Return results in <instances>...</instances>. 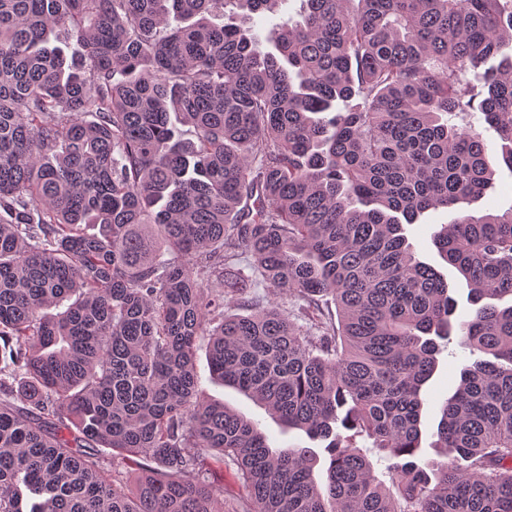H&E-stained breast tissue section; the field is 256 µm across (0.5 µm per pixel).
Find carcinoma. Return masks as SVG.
<instances>
[{
    "label": "carcinoma",
    "instance_id": "1",
    "mask_svg": "<svg viewBox=\"0 0 512 512\" xmlns=\"http://www.w3.org/2000/svg\"><path fill=\"white\" fill-rule=\"evenodd\" d=\"M282 2L0 0V512H239L227 458L252 512H512V206L433 235L461 322L404 228L491 186L476 124L512 169V0H300L259 39ZM203 333L211 375L327 441L325 481L206 400ZM454 351L456 355L451 356L449 352ZM439 369L436 377L427 387L426 390V411L425 417L427 419V431L423 437V453L420 457L422 464L430 463L433 459L437 458L435 448H431V443L436 439L433 433L436 431L437 424V410L444 398H446L452 391V388L459 377L460 370L469 365L474 356L467 352H463L456 345H451L450 348L442 352L439 356ZM134 460L136 461L132 462L117 456L113 459L110 457L107 463V469L110 471L109 473H112V470L120 472L125 483V487L129 493L136 491L140 477L143 473L141 465L142 461L137 458H134ZM208 477L215 487H224V499H234L244 510L248 509V491L238 477L236 466L229 459H225L224 466L213 467ZM244 510L239 512H245Z\"/></svg>",
    "mask_w": 512,
    "mask_h": 512
}]
</instances>
